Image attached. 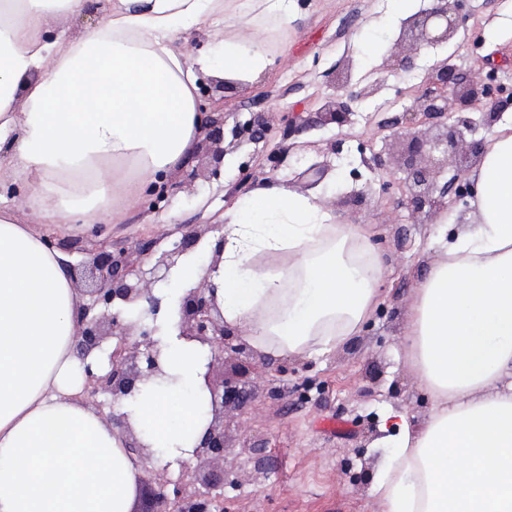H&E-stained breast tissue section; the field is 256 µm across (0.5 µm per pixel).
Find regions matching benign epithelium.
Here are the masks:
<instances>
[{
	"mask_svg": "<svg viewBox=\"0 0 512 512\" xmlns=\"http://www.w3.org/2000/svg\"><path fill=\"white\" fill-rule=\"evenodd\" d=\"M434 6L421 11L403 23L402 36L409 39L414 50L437 47L448 43L456 34L461 18L460 0H433ZM434 89L417 97L408 114L411 119L421 117L429 125L422 135H411L407 141V157L403 165L408 171L402 187L410 194L415 214L431 220L448 209V184L438 185L441 162L435 156L453 155L459 163L479 158L485 151L483 141L468 142L465 135L474 131L471 110L483 106L484 124L500 119V108L505 100L494 96L489 83L480 77H466L448 64V59L435 62L428 76ZM351 109L343 101L330 100L318 112L317 123L339 126L349 122ZM205 137L198 144V153L213 169L224 162L227 152L242 143H259L272 131L263 112H255L244 124H236L232 139L224 144V114H209L202 121ZM214 226L193 227L165 249L159 250V241L143 238L127 250L108 251L101 247L88 253L84 267L96 278V287L89 290L90 300L82 306L76 321V341L80 356L88 358L95 351L104 350L111 342V368L104 374L85 365V392L90 397L108 395L119 401L139 389V385L165 377L160 358L159 341L152 337L153 329L142 321L130 320L125 312L147 303V312L157 315L161 299L152 294V285L164 280L179 259L193 251ZM178 337L194 339L211 347L213 359L205 375L211 396V419L201 443L195 451L196 467L185 465L180 477L158 482L159 489L150 487L148 476L153 474V451L136 435L125 413H112L107 421L112 431L119 434L128 453L139 459L146 477L139 482V507L133 512H223L221 490L228 480L224 469L226 408L242 410L254 400L244 378L256 364L253 353L241 342L236 329L224 325V316L217 308L214 289L207 279L189 288L182 297L177 323ZM140 340L131 343L129 337ZM237 360L235 376L227 378L216 374L215 364L225 361V355Z\"/></svg>",
	"mask_w": 512,
	"mask_h": 512,
	"instance_id": "1",
	"label": "benign epithelium"
}]
</instances>
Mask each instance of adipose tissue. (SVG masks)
<instances>
[{"label":"adipose tissue","mask_w":512,"mask_h":512,"mask_svg":"<svg viewBox=\"0 0 512 512\" xmlns=\"http://www.w3.org/2000/svg\"><path fill=\"white\" fill-rule=\"evenodd\" d=\"M86 0H0V186L19 185L37 224L0 208V512H130L143 465L89 404L75 348L82 303L39 224L119 222L145 186L200 140L199 76L256 82L264 33L293 0H112L75 39L50 37ZM222 30L221 52L187 59L174 41ZM476 192L440 244L406 316L427 419L394 413L392 448L374 475L379 512H512V121L477 161ZM217 265L187 256L186 282L208 279L225 325L267 358L327 352L358 334L383 263L363 225L341 223L318 191L269 179L224 212ZM164 378L124 398L136 433L171 467L192 460L210 418L209 346L179 339L159 315Z\"/></svg>","instance_id":"ef3b65f1"}]
</instances>
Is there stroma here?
Masks as SVG:
<instances>
[{"label":"stroma","mask_w":512,"mask_h":512,"mask_svg":"<svg viewBox=\"0 0 512 512\" xmlns=\"http://www.w3.org/2000/svg\"><path fill=\"white\" fill-rule=\"evenodd\" d=\"M387 0H295L287 24H270L266 35L272 63L259 83H225L201 77L200 112H223L226 127L263 112L272 132L265 143L243 144L227 153L217 174L183 184L182 170L167 174L164 194L145 195L121 223L100 217L96 231L41 225L66 261L79 265L87 251L131 247L142 236L180 237L183 227L222 224L223 213L249 185L277 179L305 188L301 174L327 163L320 185L342 223L369 225L371 242L385 258L382 298L358 336L328 353L306 358L264 359L248 380L256 399L245 411H227L224 512H377L370 494L373 477L390 456L375 447L388 411L426 419L431 400L417 386L403 336L414 290L437 251L440 238L454 225L421 221L411 213L409 197L398 186L405 179L396 162L403 152L399 135L407 124L404 110L429 88L428 71L451 58L467 77L491 76L494 85L512 92V0H461L463 22L447 44L411 53L397 33L373 28L386 16ZM365 35L366 54L354 38ZM413 55V68L389 73L391 54ZM350 66L347 86L330 73ZM379 82L371 97L350 100L361 87ZM349 101L348 124L313 125L285 137L293 114L313 119L329 98ZM388 159L387 171L374 167ZM365 195L363 206L348 201L351 191ZM333 417L346 423L341 432L321 426ZM266 446L268 471L256 473L246 448Z\"/></svg>","instance_id":"35a3bbf8"}]
</instances>
